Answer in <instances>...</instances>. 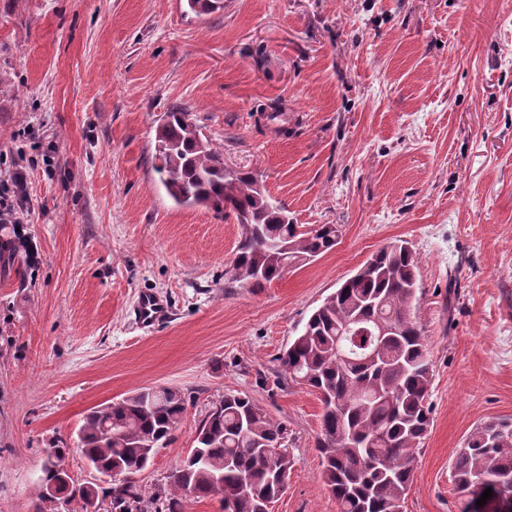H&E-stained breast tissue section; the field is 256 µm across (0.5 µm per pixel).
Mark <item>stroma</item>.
I'll use <instances>...</instances> for the list:
<instances>
[{
  "label": "stroma",
  "instance_id": "stroma-1",
  "mask_svg": "<svg viewBox=\"0 0 512 512\" xmlns=\"http://www.w3.org/2000/svg\"><path fill=\"white\" fill-rule=\"evenodd\" d=\"M0 173L27 171L25 252L0 272V512H33L43 451L89 410L152 385L187 410L137 483L167 488L213 401L286 425L271 512H337L315 447L322 405L279 357L380 247L418 257L432 426L403 512H463L451 463L512 422V0H0ZM176 104L336 246L262 288L230 281L241 228L178 206L155 170ZM288 115L285 131L267 124ZM168 322L141 329L140 294Z\"/></svg>",
  "mask_w": 512,
  "mask_h": 512
}]
</instances>
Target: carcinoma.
<instances>
[{
  "instance_id": "cac0c4a2",
  "label": "carcinoma",
  "mask_w": 512,
  "mask_h": 512,
  "mask_svg": "<svg viewBox=\"0 0 512 512\" xmlns=\"http://www.w3.org/2000/svg\"><path fill=\"white\" fill-rule=\"evenodd\" d=\"M186 5L197 16L224 10V0H186ZM154 158L160 181L177 204L235 217L241 239L232 280L243 286L261 288L281 277L283 265L303 267L336 245L337 225L293 223L287 207L273 200L255 174L240 170L224 177L223 153L202 141L187 106L172 107L157 126ZM17 228L0 223V266L22 262ZM271 240L282 249L273 250ZM417 292L414 252L405 244L385 246L324 298L279 358L292 382L319 394L316 448L338 512H403L416 450L432 423L433 365ZM379 342L382 350L370 356ZM186 402L183 392L156 385L93 407L76 437L89 470L144 471L170 440ZM284 433V425L248 395L229 392L200 422L194 448L169 476L167 494L146 500L128 479L107 488L72 479L65 498L81 512L99 496L110 498L115 512H125L130 501L140 512H184L183 500L211 497L221 475L224 512H266L283 494L277 472L292 466L270 453ZM68 455V442L61 439L44 458L34 512H58L44 485L50 473L68 470ZM452 480L469 496L467 512H478L476 502L488 488L501 512H512V425L489 422L476 428L456 455Z\"/></svg>"
}]
</instances>
